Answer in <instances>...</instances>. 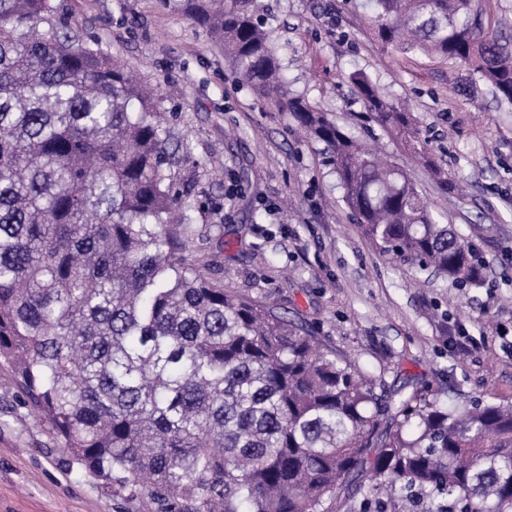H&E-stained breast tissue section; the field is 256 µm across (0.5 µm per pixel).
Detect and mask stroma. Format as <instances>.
<instances>
[{
  "label": "stroma",
  "instance_id": "1",
  "mask_svg": "<svg viewBox=\"0 0 512 512\" xmlns=\"http://www.w3.org/2000/svg\"><path fill=\"white\" fill-rule=\"evenodd\" d=\"M56 2L86 43L157 88L169 140L182 147L172 172L192 205L181 232L191 264L389 387L449 406L512 405V105L451 61L382 47L359 22L371 0H262L291 92L402 168L479 251L483 286L460 288L379 253L323 144L238 80L186 0ZM357 71L412 114L428 160L372 118L350 79ZM436 168L462 191L444 193ZM462 328L483 346L456 349ZM0 512H126L76 475L1 367Z\"/></svg>",
  "mask_w": 512,
  "mask_h": 512
}]
</instances>
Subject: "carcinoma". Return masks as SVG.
<instances>
[{"instance_id":"obj_1","label":"carcinoma","mask_w":512,"mask_h":512,"mask_svg":"<svg viewBox=\"0 0 512 512\" xmlns=\"http://www.w3.org/2000/svg\"><path fill=\"white\" fill-rule=\"evenodd\" d=\"M253 90L327 146L385 256L483 273L404 172L288 93L257 0H187ZM383 45L453 60L512 104V51L473 0H373ZM359 97L418 150L362 73ZM157 95L55 0H0V363L77 471L137 512H512V405L385 382L183 254Z\"/></svg>"}]
</instances>
